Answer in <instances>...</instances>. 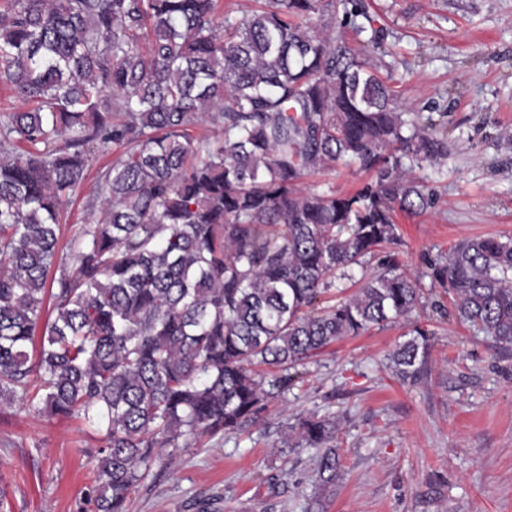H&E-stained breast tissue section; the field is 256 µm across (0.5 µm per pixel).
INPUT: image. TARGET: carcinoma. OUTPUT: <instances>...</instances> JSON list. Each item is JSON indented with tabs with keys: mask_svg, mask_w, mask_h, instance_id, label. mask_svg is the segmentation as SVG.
I'll list each match as a JSON object with an SVG mask.
<instances>
[{
	"mask_svg": "<svg viewBox=\"0 0 512 512\" xmlns=\"http://www.w3.org/2000/svg\"><path fill=\"white\" fill-rule=\"evenodd\" d=\"M4 0L0 83V402L27 399L101 431L80 512H127L165 448L256 422L260 370L288 371L420 300L394 251L395 213L435 195L434 121L409 120L336 18L348 0ZM199 125L213 137H195ZM113 153L103 203L58 260L61 197ZM352 165L375 184L316 193ZM378 271L350 294L352 269ZM457 318L512 345V238H465L428 265ZM337 288L343 296L323 305ZM56 315L35 349L45 298ZM419 326L391 354L419 367ZM336 422L302 416L297 446L338 474Z\"/></svg>",
	"mask_w": 512,
	"mask_h": 512,
	"instance_id": "obj_1",
	"label": "carcinoma"
}]
</instances>
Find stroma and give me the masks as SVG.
Masks as SVG:
<instances>
[{"label":"stroma","instance_id":"35a3bbf8","mask_svg":"<svg viewBox=\"0 0 512 512\" xmlns=\"http://www.w3.org/2000/svg\"><path fill=\"white\" fill-rule=\"evenodd\" d=\"M342 32L376 67L399 105L432 117L447 151L416 175L437 195L398 214L399 259L419 279L409 320L347 336L306 360L288 387L265 378L261 418L176 451L146 479L129 512H512V347L460 322L425 275L432 259L472 236H512V0H354ZM112 157H93L64 199L59 257ZM372 175L337 167L305 177L317 192L354 193ZM429 333L418 373L400 379L390 355L414 326ZM337 423L339 475L322 481L318 452L284 442L297 417ZM100 446L87 423L14 402L0 407V512H76Z\"/></svg>","mask_w":512,"mask_h":512}]
</instances>
